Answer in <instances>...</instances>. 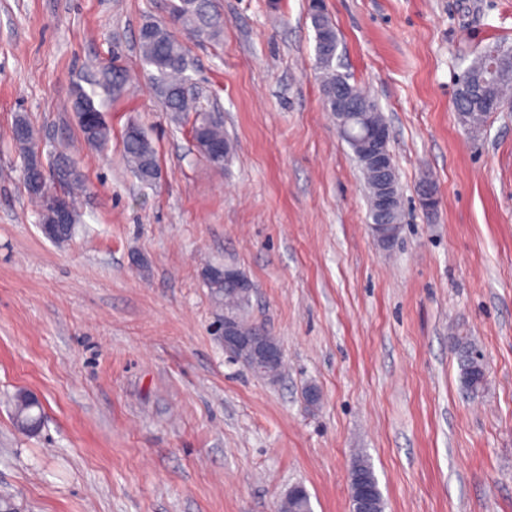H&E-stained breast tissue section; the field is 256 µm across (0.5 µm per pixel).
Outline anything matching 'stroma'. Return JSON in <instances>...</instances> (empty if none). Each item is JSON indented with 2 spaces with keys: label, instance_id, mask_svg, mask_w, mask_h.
<instances>
[{
  "label": "stroma",
  "instance_id": "stroma-1",
  "mask_svg": "<svg viewBox=\"0 0 512 512\" xmlns=\"http://www.w3.org/2000/svg\"><path fill=\"white\" fill-rule=\"evenodd\" d=\"M170 3L0 0V496L17 512H278L300 483L313 512H349L364 455L385 512H512V106L477 132L454 108L467 61L512 47V0H326L336 62L390 129L403 220L387 246L323 106L308 0H216V39L174 28L235 146L221 170L140 57L141 24L169 21ZM108 65L127 81L100 152L69 104ZM20 115L83 172L68 242L39 229ZM132 121L157 150L151 185L122 159ZM209 263L253 283L278 381L227 359ZM464 336L489 371L476 399L458 381ZM20 389L43 404L33 434L13 423Z\"/></svg>",
  "mask_w": 512,
  "mask_h": 512
}]
</instances>
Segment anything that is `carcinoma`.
Wrapping results in <instances>:
<instances>
[{
	"instance_id": "obj_1",
	"label": "carcinoma",
	"mask_w": 512,
	"mask_h": 512,
	"mask_svg": "<svg viewBox=\"0 0 512 512\" xmlns=\"http://www.w3.org/2000/svg\"><path fill=\"white\" fill-rule=\"evenodd\" d=\"M308 17L315 33V52H320L323 43L331 38L336 39V30L328 17L315 13V6L309 5ZM172 24L178 25L197 37L217 38L224 30V19L216 8L214 0H175L171 4ZM170 24V25H172ZM170 25L164 22L147 21L141 27L139 35L140 51L143 64L150 68L154 79V87L163 99L166 111L176 121L192 111L193 98L190 94V77L188 49L171 31ZM335 57L316 56L318 68L321 70V90L323 106L328 112H336V102L329 95V90L336 86V81H349L351 94L365 103L366 111L375 120L382 118L377 104L363 93L356 85L350 83L351 76L338 71L334 67ZM464 81H482L484 90L489 95H497L512 87V80L500 82V79H489L485 74L483 57L474 58L465 68ZM126 81V75L120 69L104 70L100 77L88 82V86L75 84L72 97V109L76 114L85 141L97 148L107 145L111 129L102 111V103L98 100L97 89H117ZM455 111L469 112L466 124L479 125L488 119L475 103L462 99L454 104ZM194 140L199 153L216 168H223L232 153V145L224 136V121L220 114L212 112H195ZM12 140L22 159V176L25 188L30 196L40 200V224L52 226L55 235L52 241L63 243L72 238L76 224L80 222V213L76 205L75 192L83 187V175L78 163L68 155L58 153L53 166L59 171L60 185L67 190L70 203V218L66 224L53 223V214L46 207V194L51 192L48 182L41 178L42 163L36 160L35 149L37 137L30 122L22 115L18 116L12 128ZM123 153L125 160L135 176L145 184L155 182L159 174L157 152L153 141L136 123L127 124L123 133ZM221 148L220 161L211 157L213 147ZM214 303L227 310L240 313L246 302L236 293L232 286L224 284L223 276L218 274L205 280ZM458 359L459 382L461 388L472 396L481 394L486 384L479 383L482 363L476 354V347L466 337L455 343ZM13 414L17 426L28 432L36 431L40 415L35 413L31 395L17 393L13 400Z\"/></svg>"
}]
</instances>
